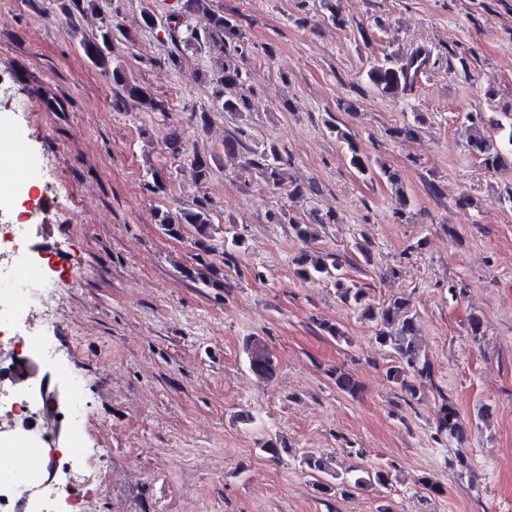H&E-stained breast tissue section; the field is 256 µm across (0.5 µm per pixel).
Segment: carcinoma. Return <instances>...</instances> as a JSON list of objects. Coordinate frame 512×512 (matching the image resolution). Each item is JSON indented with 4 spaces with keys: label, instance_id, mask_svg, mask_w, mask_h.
<instances>
[{
    "label": "carcinoma",
    "instance_id": "1",
    "mask_svg": "<svg viewBox=\"0 0 512 512\" xmlns=\"http://www.w3.org/2000/svg\"><path fill=\"white\" fill-rule=\"evenodd\" d=\"M98 8V0H61L60 2V10L70 18ZM123 35L125 32L119 25L110 21L103 22L93 38L81 42L85 57L95 67L111 74L112 104L116 109H122L131 99L149 104L154 111L164 112L162 102L149 97L147 92L129 76L122 64H110L109 49L112 40ZM204 39L210 42L212 50L218 54V59L221 61L219 77L221 90L217 91V98L222 100V110L234 115L251 111L254 108V102L242 92L247 79V73L242 67L246 52L244 34L233 20L224 16V12L213 10L210 13L209 31L206 34L202 35L187 27L181 36V42L187 48L197 46ZM427 62V52L421 47L400 58L387 54L368 63L366 78L380 95L397 98L413 91ZM467 147L471 153L480 157L488 170H494L502 163L503 156L500 150L493 141L478 131L469 137ZM350 151V163L353 168L362 175L373 171L371 160L367 155L360 153L353 146L350 147ZM283 165L280 149L273 143L262 145L258 151L249 149L247 154L241 156V168L257 171L268 184L278 188L284 185ZM377 176L395 187L400 210L406 211L412 205V201L400 183L398 173L389 167L382 166ZM156 220L173 232L190 227L202 251L209 252L207 241L212 237L213 227L205 207L184 208L174 214L168 211L162 212L156 215ZM296 265L299 277L309 278L315 275L334 282L339 296L345 303L356 307L363 316L370 319L378 318L382 325L389 327V330H382L376 336L377 342L391 351V365L386 372L387 379L412 399H418L422 383L432 382L433 365L429 358L421 353L415 340L414 314L410 309L409 300L401 297L394 298L386 306L376 309L364 301L363 290L346 284L345 278L336 274L338 271L336 264H330L320 256L304 253L296 259ZM244 352L253 374L267 378L276 371L273 355L260 340H247ZM334 377L336 386L340 390L350 395L358 392L357 382L348 373L338 368L334 371ZM439 398L438 431L448 434V437L459 443L463 442L465 431L457 410L445 395L441 394ZM301 464L312 474H324L339 480V475L333 473L329 462L314 453L309 452L303 455ZM388 482V473L380 467H373L350 480L347 478L340 480L342 485L340 491L346 494L351 488L359 490L373 484L385 486Z\"/></svg>",
    "mask_w": 512,
    "mask_h": 512
}]
</instances>
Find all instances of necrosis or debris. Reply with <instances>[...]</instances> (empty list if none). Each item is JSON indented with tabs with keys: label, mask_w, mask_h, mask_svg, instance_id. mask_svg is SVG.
Here are the masks:
<instances>
[{
	"label": "necrosis or debris",
	"mask_w": 512,
	"mask_h": 512,
	"mask_svg": "<svg viewBox=\"0 0 512 512\" xmlns=\"http://www.w3.org/2000/svg\"><path fill=\"white\" fill-rule=\"evenodd\" d=\"M29 225L1 224L0 238L9 237L12 259L0 265V307H7L15 320L11 332L0 329V433L6 434L7 446L27 448L22 456V470L0 466V486L12 483L15 474H22L33 497L26 506L33 512H90L91 502H76L68 489L51 483L46 474L56 465L48 449L53 438L50 416L59 400L52 391L33 398L29 387L40 374L47 353L39 340L17 347L31 306V292L46 287L39 267L30 255ZM21 502L0 501V512H20Z\"/></svg>",
	"instance_id": "necrosis-or-debris-1"
}]
</instances>
